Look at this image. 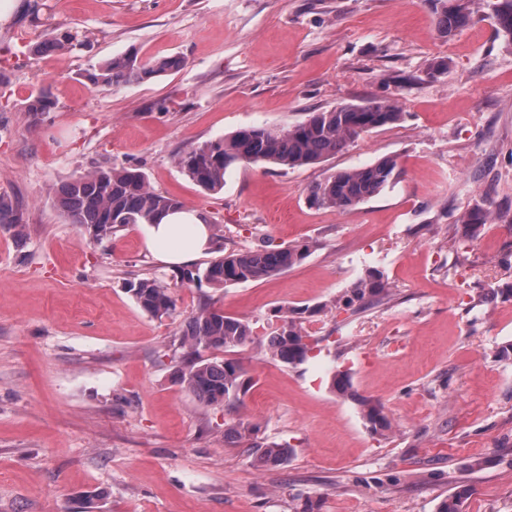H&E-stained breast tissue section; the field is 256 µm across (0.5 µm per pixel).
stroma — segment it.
<instances>
[{"mask_svg":"<svg viewBox=\"0 0 512 512\" xmlns=\"http://www.w3.org/2000/svg\"><path fill=\"white\" fill-rule=\"evenodd\" d=\"M0 0V195L24 209L0 228V512H512V43L489 7L452 38L430 0ZM89 47L35 55L52 32ZM177 57L181 69L112 89L86 74L114 55ZM437 58L448 69L430 74ZM56 108L30 122L29 97ZM391 101L400 121L315 166L241 163L218 192L178 154L252 125L285 128L342 103ZM395 158L398 182L344 211L309 206L331 172ZM135 165L151 187L212 221L221 252L309 244L271 278L186 287L154 262L144 228L96 243L54 187ZM493 213L480 236L458 222ZM389 292L336 301L368 272ZM158 278L172 315L144 312L127 282ZM325 304L306 321L308 361L274 360L261 338L276 309ZM250 321L238 350L254 385L208 405L171 381L184 320L203 305ZM350 374L341 396L333 371ZM391 423L371 432L362 402ZM243 418L288 446L282 465L224 439ZM492 213L480 205H475L460 218L462 234L467 238H476L488 223Z\"/></svg>","mask_w":512,"mask_h":512,"instance_id":"1","label":"stroma"}]
</instances>
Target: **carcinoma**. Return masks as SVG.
<instances>
[{"label": "carcinoma", "mask_w": 512, "mask_h": 512, "mask_svg": "<svg viewBox=\"0 0 512 512\" xmlns=\"http://www.w3.org/2000/svg\"><path fill=\"white\" fill-rule=\"evenodd\" d=\"M436 15L438 32L450 37L465 27L473 16V0H430ZM498 32L512 43V0H489ZM77 35L70 30L57 32L32 47L35 54L62 52L75 46ZM181 61L171 57L143 59L130 50L108 59L86 74L94 87L110 88L142 81L173 71ZM55 108L50 93L31 97L24 111L32 122ZM401 112L389 101L366 104H341L332 109L309 113L304 121L284 129L254 125L233 134L194 146L177 156V165L202 190L217 192L224 188V174L240 163H268L289 168L320 164L342 152L361 135L399 121ZM400 176L397 162L385 157L361 167L341 169L314 183L308 191L310 204L319 208L346 210L356 206L393 184ZM58 207L72 224L83 228L93 242L109 240L130 224H154L161 215L183 208L176 198L157 192L144 171L137 166H108L80 173L56 191ZM491 212L475 205L460 218L462 234L476 238L488 223ZM24 212L11 199L0 195V226L22 229ZM310 253V245L282 248L262 246L246 251H231L213 259L208 266L180 271V282L187 286L204 283L223 288L256 282L276 275L301 262ZM128 292L140 308L153 317L171 315L176 300L169 287L156 279L128 282ZM386 292L383 275L371 272L346 289L339 299L343 306L361 310ZM327 305L304 308H280L281 324L265 336L272 358L289 367L305 363L312 350L303 321L325 312ZM255 339L254 328L241 318L205 306L185 319L179 338L180 354L172 381L209 405L227 403L230 397L246 394L252 383L240 361L208 357V350L229 353ZM349 373L333 372L331 389L339 395L350 389ZM363 418L370 430L381 433L389 424L380 406L362 403ZM258 425L241 419L227 425L224 437L245 442L248 450L263 464H281L287 460L286 446L259 436ZM470 489L458 487L444 499L438 512H461Z\"/></svg>", "instance_id": "obj_1"}]
</instances>
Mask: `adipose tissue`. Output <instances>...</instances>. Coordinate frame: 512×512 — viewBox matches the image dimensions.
Returning <instances> with one entry per match:
<instances>
[{"label": "adipose tissue", "instance_id": "1", "mask_svg": "<svg viewBox=\"0 0 512 512\" xmlns=\"http://www.w3.org/2000/svg\"><path fill=\"white\" fill-rule=\"evenodd\" d=\"M150 253L168 266H183L206 255L212 247V230L203 213L181 209L162 215L145 227Z\"/></svg>", "mask_w": 512, "mask_h": 512}]
</instances>
